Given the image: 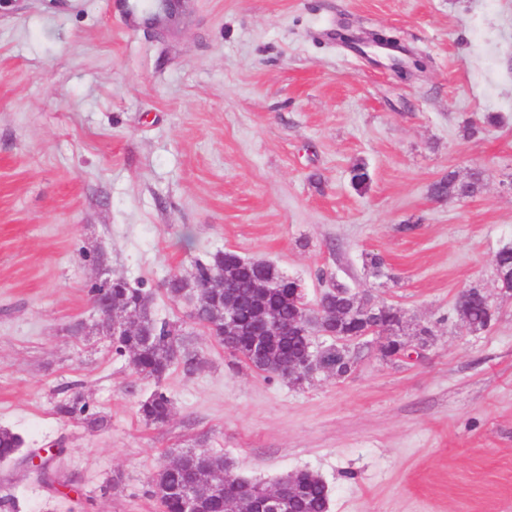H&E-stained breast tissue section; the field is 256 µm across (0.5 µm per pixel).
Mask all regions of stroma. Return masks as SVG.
<instances>
[{"mask_svg": "<svg viewBox=\"0 0 512 512\" xmlns=\"http://www.w3.org/2000/svg\"><path fill=\"white\" fill-rule=\"evenodd\" d=\"M341 29L389 37L409 71ZM474 169L476 196L434 198ZM506 246L512 0H186L161 35L112 0H9L0 428L24 452L57 447L61 483L2 463L0 512H159L150 479L188 448L266 485L315 472L330 512H512V300L475 336L452 309L462 289L495 292ZM224 249L274 263L309 300L339 283L397 308L432 329L424 357L365 347L348 376L300 385L235 364L161 288ZM98 257L182 322L192 371L140 379L113 353L94 327ZM159 388L173 413L149 425L138 404ZM76 395L106 427L57 414Z\"/></svg>", "mask_w": 512, "mask_h": 512, "instance_id": "stroma-1", "label": "stroma"}]
</instances>
